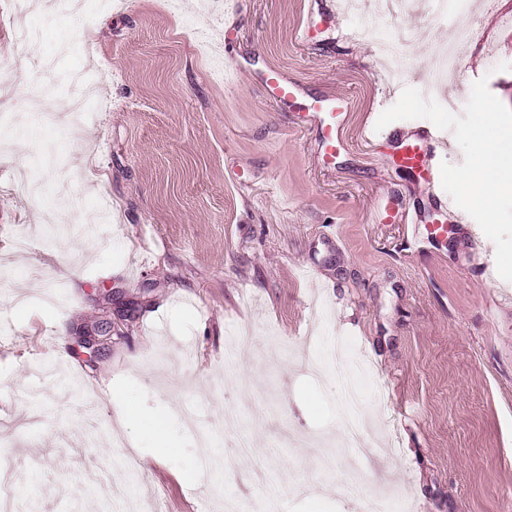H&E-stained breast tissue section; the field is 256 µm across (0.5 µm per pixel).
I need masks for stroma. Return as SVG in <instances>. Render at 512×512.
Instances as JSON below:
<instances>
[{
  "instance_id": "1",
  "label": "stroma",
  "mask_w": 512,
  "mask_h": 512,
  "mask_svg": "<svg viewBox=\"0 0 512 512\" xmlns=\"http://www.w3.org/2000/svg\"><path fill=\"white\" fill-rule=\"evenodd\" d=\"M362 2L355 16L333 0H58L31 15L0 76L1 108L46 113L30 144L14 123L0 145V251L26 236L42 284L0 280V422L15 424L0 430V496L18 512H116L92 480L102 470L149 493L151 512H220L219 494L267 490L285 512H353V478L398 487L412 512H512V282L393 141L359 138L407 87L460 115L484 77L512 108V0H445L443 19L433 0H407L381 31L415 34L397 78L356 33L387 0ZM461 17L474 31L461 68L430 87V39L451 41ZM268 69L305 105L270 98L255 77ZM330 95L351 107L349 146L327 164L306 104ZM80 143L92 191L70 164ZM18 165L41 199L9 192ZM390 198L403 219L385 224ZM434 224L447 235L429 237ZM107 320L101 354L80 347L79 331ZM349 390L378 455L325 469L317 449L289 447L292 430L335 434ZM126 405L140 418L120 448L99 434ZM228 409L264 429L253 455L219 447L202 478L184 414L212 428ZM294 479L319 493L295 496Z\"/></svg>"
}]
</instances>
